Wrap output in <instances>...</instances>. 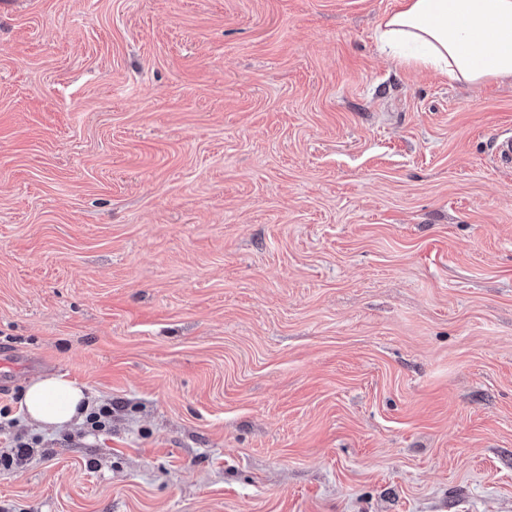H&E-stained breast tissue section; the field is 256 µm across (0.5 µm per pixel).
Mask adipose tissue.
I'll return each mask as SVG.
<instances>
[{
	"instance_id": "ef3b65f1",
	"label": "adipose tissue",
	"mask_w": 512,
	"mask_h": 512,
	"mask_svg": "<svg viewBox=\"0 0 512 512\" xmlns=\"http://www.w3.org/2000/svg\"><path fill=\"white\" fill-rule=\"evenodd\" d=\"M380 51L400 65L463 84L512 80V0H403L377 26ZM88 409L83 386L47 375L25 389L22 410L61 428Z\"/></svg>"
}]
</instances>
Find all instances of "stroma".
<instances>
[{
	"mask_svg": "<svg viewBox=\"0 0 512 512\" xmlns=\"http://www.w3.org/2000/svg\"><path fill=\"white\" fill-rule=\"evenodd\" d=\"M402 0H0V512H512V82ZM377 26L400 65L477 84L512 80V0H404ZM48 362L42 358L20 359L11 352L0 355V390L6 391L11 382L16 381L17 376L23 372H32L48 366ZM87 409L88 396L84 387L56 375L32 381L22 399L24 414L45 428H62Z\"/></svg>",
	"mask_w": 512,
	"mask_h": 512,
	"instance_id": "1",
	"label": "stroma"
}]
</instances>
